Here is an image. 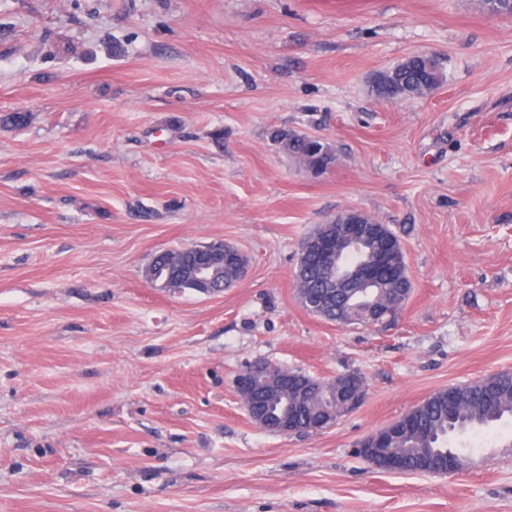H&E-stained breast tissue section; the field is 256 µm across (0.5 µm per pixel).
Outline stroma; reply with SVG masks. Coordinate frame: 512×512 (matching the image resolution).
<instances>
[{
    "label": "stroma",
    "mask_w": 512,
    "mask_h": 512,
    "mask_svg": "<svg viewBox=\"0 0 512 512\" xmlns=\"http://www.w3.org/2000/svg\"><path fill=\"white\" fill-rule=\"evenodd\" d=\"M439 56L433 94L374 75ZM0 512H512V422L442 475L369 468L360 440L434 392L512 371V16L477 0H0ZM324 139L310 175L271 139ZM345 210L388 225L413 288L388 326L308 313L302 240ZM222 240L247 277L150 283ZM266 361L360 404L258 428ZM342 381L333 391L336 392V398L343 412L354 408L362 399L364 392L363 381L359 380L355 374L347 373L337 375Z\"/></svg>",
    "instance_id": "stroma-1"
}]
</instances>
